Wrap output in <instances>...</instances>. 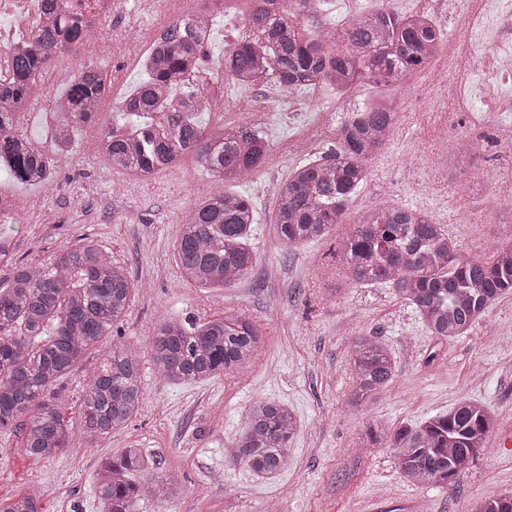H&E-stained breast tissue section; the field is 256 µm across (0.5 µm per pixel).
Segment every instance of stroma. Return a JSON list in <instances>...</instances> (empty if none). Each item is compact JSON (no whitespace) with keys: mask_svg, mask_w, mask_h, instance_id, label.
Returning <instances> with one entry per match:
<instances>
[{"mask_svg":"<svg viewBox=\"0 0 512 512\" xmlns=\"http://www.w3.org/2000/svg\"><path fill=\"white\" fill-rule=\"evenodd\" d=\"M207 47L208 71L224 74V52L245 34L250 0H225ZM443 42L430 63L403 82L355 86L350 100L336 88L319 85L295 93V116L277 111L266 118L248 115V96L274 101L278 88L264 79L235 87L228 111L208 112V126L242 124L262 134L270 146L263 168L227 183L250 197L258 222L250 239L254 273L222 288L199 289L180 280L175 246L180 220L211 183L193 156L173 169L141 182L105 172L93 152L101 126L143 73L135 59L96 45L89 60L110 68L112 91L105 95L96 125L81 129L84 150L57 157L53 184L34 187L0 175V191L18 208L9 223L15 256L40 265L64 246L92 235L113 260L125 265L137 290L121 327L126 340L148 351L154 324L165 318L209 320L227 312L250 317L265 343L244 372L196 385L157 378L144 367L140 410L105 447H90L81 429L80 406L101 355L88 353L59 386L62 415L69 427L68 448L50 461L20 448V435L0 432V502L24 488L48 494L42 512H102L97 471L102 462L137 445L156 463L136 474L138 482L168 472L184 481L174 501H140L136 512H467L473 498L512 494V294L499 298L465 335L448 340L429 334L413 309L388 285H358L348 276L339 247L368 207L394 204L424 211L461 245L465 259L487 263L502 240L512 235V208L496 192L512 184V167L490 156L479 173L461 178L437 163L445 151V131L470 132V115L483 113L487 127L512 119V79L505 101L493 106L470 98L448 103L431 97L433 85L448 82L471 88L495 76L492 51L512 47V12H499L490 27L473 26L462 14H449ZM405 112L391 135L386 156L372 160V176L353 197L347 221L331 227L325 239L292 248L277 239L274 218L277 187L301 158L287 150L290 136L317 112L364 108L380 100ZM375 336L395 355L396 373L374 399L357 407L346 403L352 385L350 347L358 336ZM288 404L298 419L287 470L259 479L232 465L235 439L249 406L257 399ZM463 401L487 405L498 418L490 452L478 455L456 487L407 482L386 448H362L366 426L416 422L448 411Z\"/></svg>","mask_w":512,"mask_h":512,"instance_id":"stroma-1","label":"stroma"}]
</instances>
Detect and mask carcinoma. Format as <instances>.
<instances>
[{"label":"carcinoma","instance_id":"1","mask_svg":"<svg viewBox=\"0 0 512 512\" xmlns=\"http://www.w3.org/2000/svg\"><path fill=\"white\" fill-rule=\"evenodd\" d=\"M246 25L256 36L224 52V76L242 87L270 77L281 89L316 84L339 89L363 81L392 85L424 68L443 33L429 17L380 9L350 21L342 34L323 28L305 34L308 0H252ZM50 21L35 30L30 47L12 52L11 80L0 87V168L29 185L54 174L55 156L73 153L76 129L93 122L105 95V70L83 64L55 100L58 122L51 151L20 131L31 89L47 64L96 35L82 0H44ZM210 16L192 26L173 20L163 39L140 54L146 78L119 102L121 121L100 131L99 151L109 170L149 179L191 153L211 176L202 195L180 222L177 262L183 282L217 288L251 275L256 266L248 244L257 223L250 198L222 189L266 161L264 137L244 126L209 129L202 115L212 108L224 80L201 68L211 42ZM393 107L374 103L344 126L336 149L323 160L302 163L278 190L274 230L286 246L323 238L343 223L348 205L372 174L370 162L389 138ZM340 259L357 284H388L414 309L434 336L464 335L501 296L512 293V244L499 246L490 264L464 259L441 224L418 210L383 205L364 211L343 241ZM0 432L19 430L22 451L54 459L69 444L56 387L98 348L130 308L136 285L124 265L94 239L66 246L41 266L13 262L11 236L0 230ZM263 335L243 314L206 321L162 319L153 327L150 361L163 380L196 384L251 366ZM353 389L360 406L392 381L396 362L389 346L360 336L351 347ZM143 398L141 352L120 338L103 353L89 380L81 413L82 431L95 446L125 429ZM496 427L483 403L462 402L446 413L399 427L366 429L365 448H390L402 476L418 485L453 487L474 458L486 451ZM298 421L288 406L259 399L248 409L231 462L259 478L288 468ZM151 460L126 448L98 473L103 512H135L148 497L174 499L180 478L167 473L138 484L137 471ZM42 492L26 489L0 512H40ZM473 512H512V495L480 497Z\"/></svg>","mask_w":512,"mask_h":512}]
</instances>
